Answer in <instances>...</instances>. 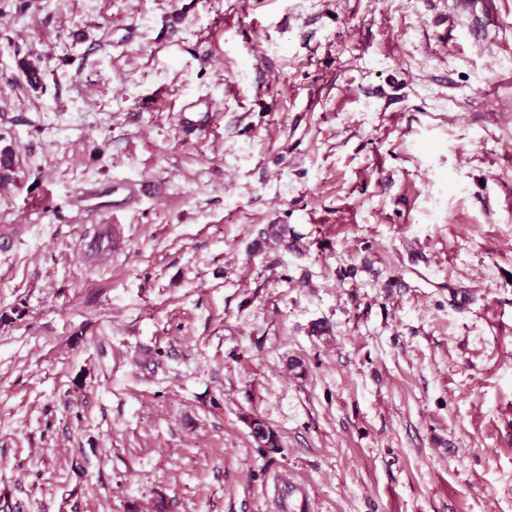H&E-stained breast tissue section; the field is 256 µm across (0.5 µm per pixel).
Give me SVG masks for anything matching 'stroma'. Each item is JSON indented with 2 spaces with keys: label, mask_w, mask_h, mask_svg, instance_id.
I'll return each mask as SVG.
<instances>
[{
  "label": "stroma",
  "mask_w": 512,
  "mask_h": 512,
  "mask_svg": "<svg viewBox=\"0 0 512 512\" xmlns=\"http://www.w3.org/2000/svg\"><path fill=\"white\" fill-rule=\"evenodd\" d=\"M458 2L0 0V512H512V0ZM183 127L189 131L197 130L201 123L213 112L212 102L203 97L183 101L179 111ZM147 191L148 185L139 184L137 188L128 190L123 184L113 183L86 192L82 196V207L95 212L121 211L129 208L135 196Z\"/></svg>",
  "instance_id": "obj_1"
}]
</instances>
